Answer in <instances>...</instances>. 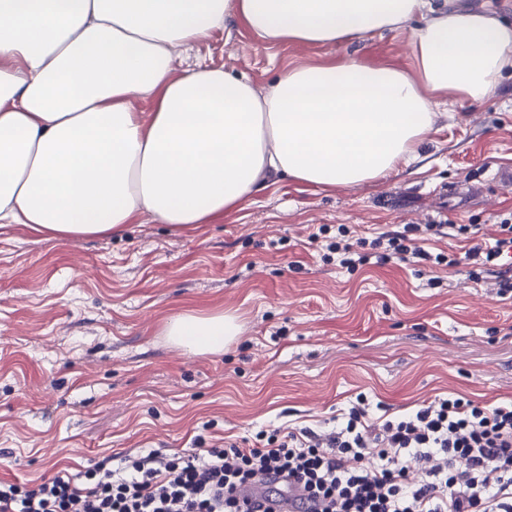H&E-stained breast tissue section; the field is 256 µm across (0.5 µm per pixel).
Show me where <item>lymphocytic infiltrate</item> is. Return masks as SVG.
<instances>
[{
  "label": "lymphocytic infiltrate",
  "mask_w": 512,
  "mask_h": 512,
  "mask_svg": "<svg viewBox=\"0 0 512 512\" xmlns=\"http://www.w3.org/2000/svg\"><path fill=\"white\" fill-rule=\"evenodd\" d=\"M338 225L324 262L353 271L391 259L441 264L423 230L407 225L348 242ZM493 245L463 258L512 293V213L494 226ZM465 468H458V461ZM264 482L254 500L237 491ZM298 492L312 512H512V400L492 408L449 395L393 418L353 406L334 431L272 429L248 447L228 441L202 459L153 449L125 454L116 468L84 476L58 472L36 484L0 482V512H275L268 499Z\"/></svg>",
  "instance_id": "obj_1"
}]
</instances>
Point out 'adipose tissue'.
<instances>
[{"mask_svg": "<svg viewBox=\"0 0 512 512\" xmlns=\"http://www.w3.org/2000/svg\"><path fill=\"white\" fill-rule=\"evenodd\" d=\"M270 45L342 46L409 29L413 72L356 57L256 88L174 51L230 19ZM512 22L445 0H0V224L43 238L110 236L148 218L178 230L243 205L271 177L323 189L420 159L435 105L493 98ZM236 317L171 318L197 355Z\"/></svg>", "mask_w": 512, "mask_h": 512, "instance_id": "ef3b65f1", "label": "adipose tissue"}]
</instances>
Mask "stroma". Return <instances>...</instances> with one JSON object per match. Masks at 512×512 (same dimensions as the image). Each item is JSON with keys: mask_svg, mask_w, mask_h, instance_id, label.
Returning a JSON list of instances; mask_svg holds the SVG:
<instances>
[{"mask_svg": "<svg viewBox=\"0 0 512 512\" xmlns=\"http://www.w3.org/2000/svg\"><path fill=\"white\" fill-rule=\"evenodd\" d=\"M412 71L409 31L342 49ZM263 45L228 21L175 70L224 68L267 86L333 58ZM421 159L387 178L321 189L271 178L249 205L180 231L148 219L121 235L41 239L0 228V481L78 474L114 455L253 440L275 427L328 430L365 396L399 416L455 394L512 399V299L468 265L323 263L321 228L372 239L407 224H476L512 211L493 179L512 165V73L495 98H441ZM227 313L241 331L197 356L164 328Z\"/></svg>", "mask_w": 512, "mask_h": 512, "instance_id": "35a3bbf8", "label": "stroma"}]
</instances>
